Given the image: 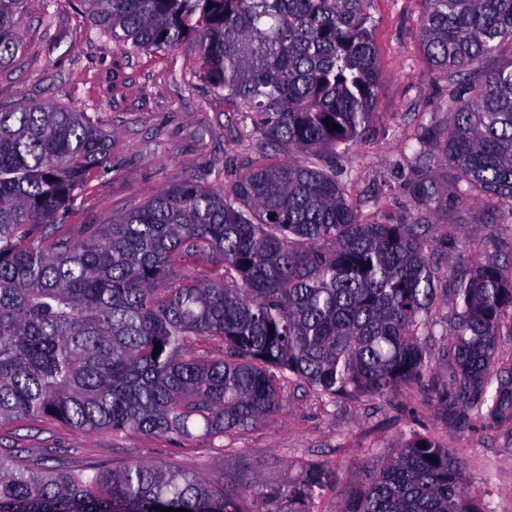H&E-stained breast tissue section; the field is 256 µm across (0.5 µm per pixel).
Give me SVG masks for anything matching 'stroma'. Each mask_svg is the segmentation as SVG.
I'll list each match as a JSON object with an SVG mask.
<instances>
[{
  "mask_svg": "<svg viewBox=\"0 0 512 512\" xmlns=\"http://www.w3.org/2000/svg\"><path fill=\"white\" fill-rule=\"evenodd\" d=\"M422 11V0H371L372 41L383 74L377 120L337 154L336 167L363 212H377L390 224L433 225L442 268L457 265L463 246L478 237L494 238L492 254L512 261V223L485 198L451 194L428 206L416 200L421 173L405 160V143L419 125L447 129L453 122L448 98L458 90L422 59ZM20 28L22 50L0 70V108L73 107L95 114L112 136L109 167L83 190L68 223L102 224L167 187L187 180L205 188L228 185L246 171L253 144L239 138L223 99L182 75L190 63L187 51L123 53L98 33L77 0H55L49 8L32 0ZM446 345L442 337L433 345L428 386L334 404L294 380L284 389L286 414L220 445L202 434L179 439L130 431L110 437L38 418L0 424V446L24 449L34 459L50 456L72 470L173 462L228 487L276 485L305 464H333L337 484L320 497L317 512H342L348 494L367 483L414 429L460 449L466 482L495 512H512V430L473 427L468 415L442 400L449 383Z\"/></svg>",
  "mask_w": 512,
  "mask_h": 512,
  "instance_id": "1",
  "label": "stroma"
}]
</instances>
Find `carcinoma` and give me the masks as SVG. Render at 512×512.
I'll use <instances>...</instances> for the list:
<instances>
[{
    "label": "carcinoma",
    "mask_w": 512,
    "mask_h": 512,
    "mask_svg": "<svg viewBox=\"0 0 512 512\" xmlns=\"http://www.w3.org/2000/svg\"><path fill=\"white\" fill-rule=\"evenodd\" d=\"M129 54L186 47L191 76L239 113L255 141L229 186L192 180L104 224L66 223L105 170L112 140L86 112L0 110V424L48 418L87 432L221 438L285 410L292 376L335 403L420 381L441 300L428 224L368 219L348 199L336 152L376 121L382 78L370 0H80ZM426 64L462 80L445 135L411 136L421 203L448 186L512 216V0H424ZM31 0H0V69L22 49ZM338 124L341 130L333 129ZM300 152L294 164L284 156ZM448 270L451 390L477 424L512 428V261ZM160 351H154L155 346ZM456 449L413 433L342 512H494L476 505ZM335 478L310 464L272 486L219 488L171 463L115 472L34 467L0 451V512H315Z\"/></svg>",
    "instance_id": "carcinoma-1"
}]
</instances>
